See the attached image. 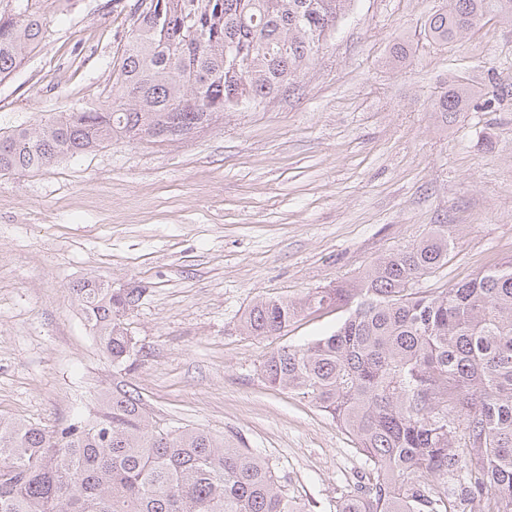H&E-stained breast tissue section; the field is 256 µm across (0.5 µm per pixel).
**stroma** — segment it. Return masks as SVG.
I'll return each instance as SVG.
<instances>
[{
  "instance_id": "obj_1",
  "label": "stroma",
  "mask_w": 512,
  "mask_h": 512,
  "mask_svg": "<svg viewBox=\"0 0 512 512\" xmlns=\"http://www.w3.org/2000/svg\"><path fill=\"white\" fill-rule=\"evenodd\" d=\"M135 0H70L0 81V134L104 109ZM442 0H355L296 87L187 138H124L40 170L0 172V418L60 425L96 413L115 376L154 419L240 439L309 512H336L369 471L330 416L268 384L270 352L336 329L343 309L246 335L259 298L296 300L448 227L445 288L512 257V98L439 122L457 80L512 89V22L429 41ZM404 65H388L396 37ZM141 289L118 372L74 291Z\"/></svg>"
}]
</instances>
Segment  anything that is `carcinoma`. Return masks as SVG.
<instances>
[{
    "instance_id": "cac0c4a2",
    "label": "carcinoma",
    "mask_w": 512,
    "mask_h": 512,
    "mask_svg": "<svg viewBox=\"0 0 512 512\" xmlns=\"http://www.w3.org/2000/svg\"><path fill=\"white\" fill-rule=\"evenodd\" d=\"M0 7V80L44 38L63 0ZM122 49L112 105L69 112L0 136V171L45 168L114 138L173 140L224 112L257 108L296 83L354 0H140ZM512 21V0H443L426 36L446 44L480 19ZM397 40L389 64H404ZM481 92L456 80L433 103L439 122ZM448 225L380 258L357 279L303 298H259L243 328L272 336L305 310L349 307L330 334L283 347L264 379L299 391L348 433L367 481L337 512H512V258L449 288L416 284L448 262ZM112 364L135 355L122 317L141 290L77 289ZM0 512H309L268 462L232 437L156 426L136 389L118 382L107 407L66 426L0 419Z\"/></svg>"
}]
</instances>
